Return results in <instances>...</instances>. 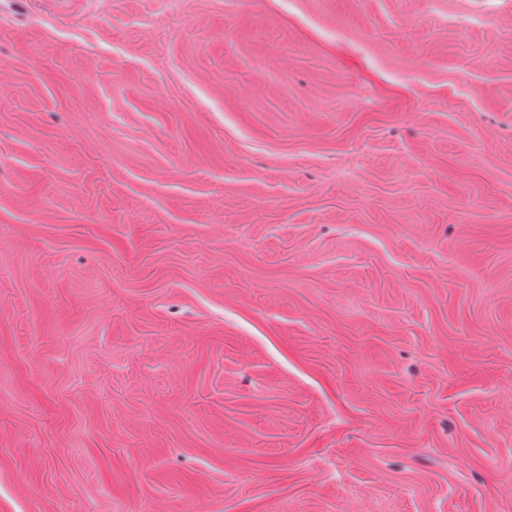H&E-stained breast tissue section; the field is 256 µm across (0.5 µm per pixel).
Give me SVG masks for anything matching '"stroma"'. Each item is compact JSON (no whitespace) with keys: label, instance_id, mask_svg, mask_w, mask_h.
I'll return each mask as SVG.
<instances>
[{"label":"stroma","instance_id":"stroma-1","mask_svg":"<svg viewBox=\"0 0 512 512\" xmlns=\"http://www.w3.org/2000/svg\"><path fill=\"white\" fill-rule=\"evenodd\" d=\"M0 512H512V0H0Z\"/></svg>","mask_w":512,"mask_h":512}]
</instances>
